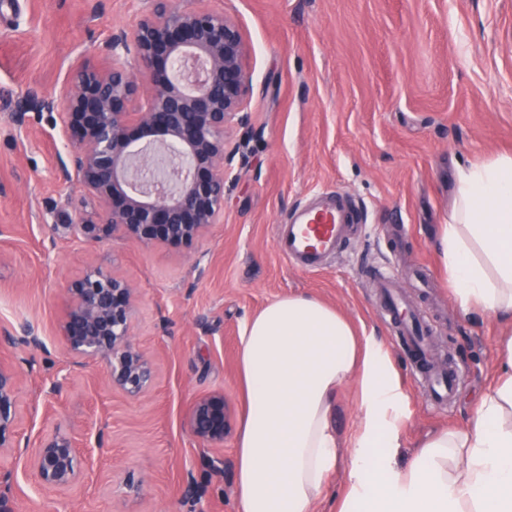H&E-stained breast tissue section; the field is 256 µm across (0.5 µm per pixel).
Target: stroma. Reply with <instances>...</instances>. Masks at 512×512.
I'll return each instance as SVG.
<instances>
[{"instance_id":"35a3bbf8","label":"stroma","mask_w":512,"mask_h":512,"mask_svg":"<svg viewBox=\"0 0 512 512\" xmlns=\"http://www.w3.org/2000/svg\"><path fill=\"white\" fill-rule=\"evenodd\" d=\"M224 12L251 46L252 89L226 132L232 162L224 212L191 246H144L57 236L82 208L78 180H63L68 150L56 113L19 112L27 93L52 98L72 63L108 66L104 45L133 30L144 0H0V329L33 320L46 350L0 343L26 359L21 432L102 433L82 449L92 465L71 492L18 473L16 512H237L235 438L245 412L240 336L267 303L309 294L336 308L361 338L383 342L408 397L396 452L407 464L433 432L467 426L495 383L500 323L464 315L437 237L457 172L512 153V0H183ZM346 192L364 211L359 234L325 269L306 273L277 253L274 227L308 199ZM129 280L139 301L132 342L154 359L139 399L109 389L96 362L76 370L56 340L70 280L96 265ZM391 273L433 328L439 359H453L459 394L430 402L393 328L373 301L376 271ZM60 384L45 416L42 385ZM223 391L229 430L224 477L210 478L184 428L192 400ZM206 488L191 500L186 475Z\"/></svg>"}]
</instances>
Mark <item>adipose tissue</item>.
Here are the masks:
<instances>
[{
	"mask_svg": "<svg viewBox=\"0 0 512 512\" xmlns=\"http://www.w3.org/2000/svg\"><path fill=\"white\" fill-rule=\"evenodd\" d=\"M439 245L460 308L506 336L498 381L466 429L433 433L398 465L407 396L382 344L317 298L276 299L241 336L237 512H314L340 455L336 397L351 382L361 418L339 512H512V154L458 173Z\"/></svg>",
	"mask_w": 512,
	"mask_h": 512,
	"instance_id": "ef3b65f1",
	"label": "adipose tissue"
}]
</instances>
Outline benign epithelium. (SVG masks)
<instances>
[{
    "instance_id": "benign-epithelium-1",
    "label": "benign epithelium",
    "mask_w": 512,
    "mask_h": 512,
    "mask_svg": "<svg viewBox=\"0 0 512 512\" xmlns=\"http://www.w3.org/2000/svg\"><path fill=\"white\" fill-rule=\"evenodd\" d=\"M105 50L112 66L76 63L58 95L42 101L28 94L22 108L59 115V131L72 147L60 160L66 179L76 175L98 210L75 211L53 225L64 237L99 241L120 232L141 244L190 246L224 212V173L233 154L224 133L240 120L252 86L248 40L224 12L183 8L172 0H147L133 34H111ZM132 54L144 66L131 73L122 59ZM136 288L103 266H94L65 289L58 340L76 366L100 362L105 383L129 397L147 392L155 379L152 359L136 348L131 328ZM0 341L46 348L37 326L25 322L0 332ZM20 372L0 362V512H15L12 489L20 468L35 471L40 484L65 492L85 478L75 434H44L25 455L30 438L19 433ZM204 447L211 476H224L228 407L224 392L197 396L184 420Z\"/></svg>"
}]
</instances>
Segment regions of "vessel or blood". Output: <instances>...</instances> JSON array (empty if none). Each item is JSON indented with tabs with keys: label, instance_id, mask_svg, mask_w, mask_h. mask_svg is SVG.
<instances>
[{
	"label": "vessel or blood",
	"instance_id": "1",
	"mask_svg": "<svg viewBox=\"0 0 512 512\" xmlns=\"http://www.w3.org/2000/svg\"><path fill=\"white\" fill-rule=\"evenodd\" d=\"M362 220V208L341 192L297 207L286 223L276 227L277 252L292 266L307 272L319 271L339 254L353 225ZM379 288L385 316L396 328L404 353L414 364L416 374L426 376L433 401L442 403L459 384L456 371L435 364L425 338L429 325L413 313L392 276H381Z\"/></svg>",
	"mask_w": 512,
	"mask_h": 512
}]
</instances>
